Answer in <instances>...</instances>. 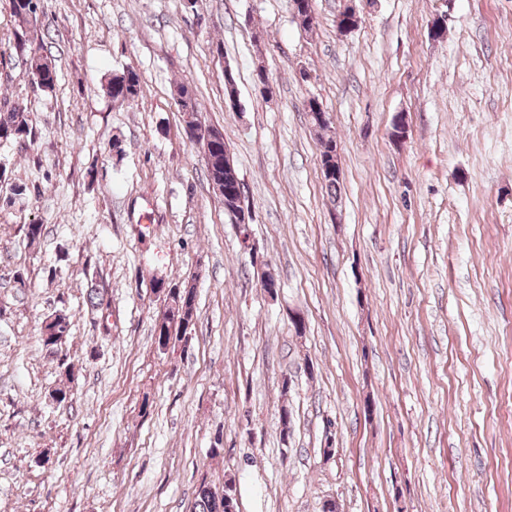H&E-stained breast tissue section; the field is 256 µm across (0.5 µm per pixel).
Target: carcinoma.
I'll list each match as a JSON object with an SVG mask.
<instances>
[{"label": "carcinoma", "instance_id": "carcinoma-1", "mask_svg": "<svg viewBox=\"0 0 512 512\" xmlns=\"http://www.w3.org/2000/svg\"><path fill=\"white\" fill-rule=\"evenodd\" d=\"M12 15L18 22L14 34V42L10 52L25 60L31 78L38 81L39 89L43 92L54 89L57 82V69L46 63L48 57L41 53V47L34 44L31 33L41 22L40 4L32 0H9ZM107 94L112 101L124 103L139 97L141 93L140 74L132 69H124L109 79L106 86ZM173 96L176 103L186 101L191 110L192 121H199L200 109L194 97L192 88L184 83L174 87ZM34 135L32 119L28 106L19 101L0 99V144H15L23 146L31 141ZM199 142L205 146L208 160L204 162L208 179L211 184L235 189L236 185L230 179L232 171L228 169L230 161L228 145L223 133L219 132L215 139L200 135ZM197 287L195 279H184L170 288L169 300L161 319L155 325L159 336H167L171 330H179L182 326H193L196 316ZM40 335H48L50 339L44 342L46 346L64 344L70 337V321L66 313L53 312L41 324ZM195 512H227L224 491L213 488L208 482L201 481L195 492Z\"/></svg>", "mask_w": 512, "mask_h": 512}]
</instances>
